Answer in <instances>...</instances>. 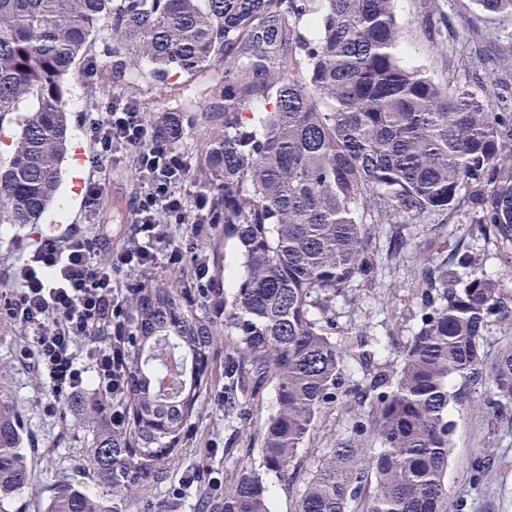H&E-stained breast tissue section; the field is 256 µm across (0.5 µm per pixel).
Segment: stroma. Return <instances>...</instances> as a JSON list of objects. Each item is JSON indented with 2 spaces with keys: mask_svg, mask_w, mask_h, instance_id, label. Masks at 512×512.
Listing matches in <instances>:
<instances>
[{
  "mask_svg": "<svg viewBox=\"0 0 512 512\" xmlns=\"http://www.w3.org/2000/svg\"><path fill=\"white\" fill-rule=\"evenodd\" d=\"M395 7L404 63L438 82L452 76L474 89H512V67H504L491 52L492 46L512 45V18L488 15L473 0H395ZM432 13L447 18L446 29H435L428 19ZM151 69V63L139 62L127 82L108 89L86 79L82 65L68 76L64 109L68 114L69 146L76 151L80 169L74 176L62 171L58 197L39 224L53 225L60 220L79 224L88 236L108 231L116 242L132 236L134 217L129 201L143 184L132 160L113 164L108 170L99 216L90 217L84 209L82 192L91 151L89 120L100 116L107 101L116 95L138 103L151 124L165 113L187 118L207 101L211 85L207 73L176 76L160 83L152 77ZM35 227L0 223V282L37 247ZM367 232L378 256L376 275L338 295L333 311L340 336L364 330L375 338V360L379 364L400 360L419 324L414 295L424 284V267L446 259L449 248L458 246L480 253L482 260L472 268V275L499 278L512 287V268L464 218L441 224L401 215L392 224L368 225ZM171 233L175 239L191 241L195 253L208 257L215 279H223L225 272L237 269L236 244L225 240L223 225L208 224L199 231L189 224L175 225ZM426 239L440 245L427 257L419 250ZM508 345H512V329L492 325L484 343V380L490 377L501 349ZM35 361L36 353L26 332L0 310V394L12 400L23 418L32 470L28 487L11 501L7 512H38L47 491L61 480L82 485L90 495L111 499L118 503L119 512H198L210 476L226 481L240 463L259 461L255 438L263 429L273 396L268 393L263 402H249L245 415L227 413L219 396L224 389L223 335L214 338L208 386L195 406L188 435L178 443L177 454L143 472L130 494L103 485L87 469L93 435L83 416L69 403L60 402L55 409H48L49 393L34 370ZM484 380L478 384L461 378L450 382L460 400L449 407L454 430L445 476L448 512H512V414L494 419L477 408L476 400L486 388ZM355 415L352 408L327 411L301 449L296 467L284 477L266 475L273 512H293L318 459L328 449L352 439ZM205 448L216 449V456L203 459L201 451ZM478 461L484 463L488 476L476 483L472 467ZM192 473L197 476L196 482L184 489L183 495H175L180 478Z\"/></svg>",
  "mask_w": 512,
  "mask_h": 512,
  "instance_id": "35a3bbf8",
  "label": "stroma"
}]
</instances>
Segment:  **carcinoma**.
Segmentation results:
<instances>
[{
    "label": "carcinoma",
    "instance_id": "cac0c4a2",
    "mask_svg": "<svg viewBox=\"0 0 512 512\" xmlns=\"http://www.w3.org/2000/svg\"><path fill=\"white\" fill-rule=\"evenodd\" d=\"M512 17V0H475ZM112 24L107 87L142 61L163 82L217 75L199 121L218 126L192 180L210 194L214 223L242 247L224 298V405L273 407L260 469L236 470L211 512H272L263 475L285 476L324 410L363 409L354 437L325 453L295 512H448L449 389L479 377L490 325H512L502 281L463 278L478 254L458 248L424 271L420 326L396 365H373V342L331 340L333 302L371 280L378 259L366 225L400 214H462L512 254V100L492 110L466 86L436 82L396 53L395 0H0V119L20 132L0 163V222L35 224L55 198L67 148L64 81L98 22ZM443 293L434 294L436 289ZM122 339L124 386L84 402L96 429L89 466L130 492L142 463L165 460L208 383L213 325L170 286L134 288ZM351 360L365 380L342 388ZM482 409L512 412V347L502 349ZM20 414L0 395V504L26 488L31 454ZM41 512H117L109 499L60 481Z\"/></svg>",
    "mask_w": 512,
    "mask_h": 512
}]
</instances>
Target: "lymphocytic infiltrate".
Returning a JSON list of instances; mask_svg holds the SVG:
<instances>
[{
  "instance_id": "f902f5d3",
  "label": "lymphocytic infiltrate",
  "mask_w": 512,
  "mask_h": 512,
  "mask_svg": "<svg viewBox=\"0 0 512 512\" xmlns=\"http://www.w3.org/2000/svg\"><path fill=\"white\" fill-rule=\"evenodd\" d=\"M88 135L93 151L84 206L89 215L99 212L109 164L128 154L135 158L144 185L132 203L133 236L118 244L106 235L92 241L75 228L64 240L43 242L17 267L11 280L16 293L4 300L11 319L29 333L39 376L58 401L82 395L91 376L107 392L120 383L111 343L92 340L104 326L116 336L125 332L123 289L114 273L181 265L187 246L174 239L171 226L200 228L209 217L206 190H198L191 204L182 192L189 168L173 147L172 133L148 128L136 104L113 97L105 116L90 121ZM103 254L110 259L105 269L97 262ZM82 353L89 366L80 365Z\"/></svg>"
}]
</instances>
